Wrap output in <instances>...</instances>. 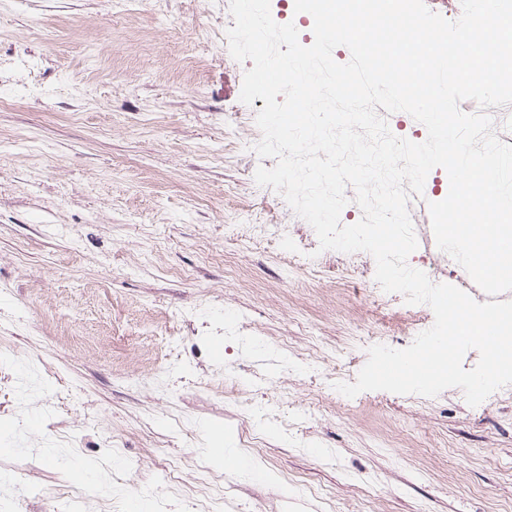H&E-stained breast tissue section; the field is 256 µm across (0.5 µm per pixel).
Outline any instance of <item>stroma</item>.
I'll return each mask as SVG.
<instances>
[{
    "instance_id": "1",
    "label": "stroma",
    "mask_w": 512,
    "mask_h": 512,
    "mask_svg": "<svg viewBox=\"0 0 512 512\" xmlns=\"http://www.w3.org/2000/svg\"><path fill=\"white\" fill-rule=\"evenodd\" d=\"M229 6L0 0V507L512 512V385L335 390L434 313L256 184Z\"/></svg>"
}]
</instances>
